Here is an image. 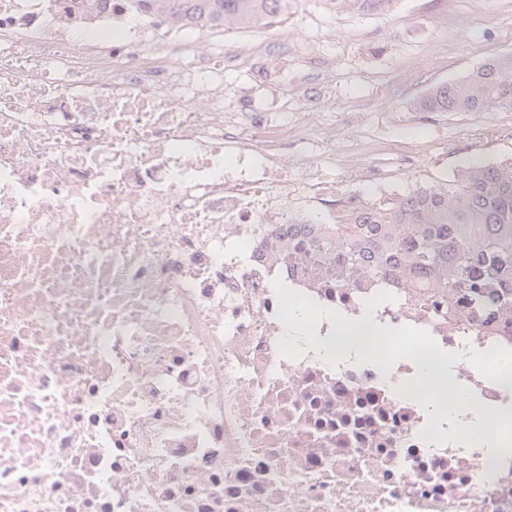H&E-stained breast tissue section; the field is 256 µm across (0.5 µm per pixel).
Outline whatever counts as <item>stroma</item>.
<instances>
[{
    "label": "stroma",
    "mask_w": 512,
    "mask_h": 512,
    "mask_svg": "<svg viewBox=\"0 0 512 512\" xmlns=\"http://www.w3.org/2000/svg\"><path fill=\"white\" fill-rule=\"evenodd\" d=\"M289 44L309 57H282L290 81L277 85L263 61L225 71L228 107L261 102L277 90L298 159L297 194L317 176H336L346 205L386 202L418 186L453 179L472 163L512 159V111L421 112L433 87L487 60L512 54V0H398L389 13L334 11L328 0H295ZM319 214L320 222H328Z\"/></svg>",
    "instance_id": "stroma-1"
}]
</instances>
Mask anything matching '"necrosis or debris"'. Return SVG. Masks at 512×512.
Here are the masks:
<instances>
[{
    "label": "necrosis or debris",
    "instance_id": "1",
    "mask_svg": "<svg viewBox=\"0 0 512 512\" xmlns=\"http://www.w3.org/2000/svg\"><path fill=\"white\" fill-rule=\"evenodd\" d=\"M224 93L223 37L163 12L0 0V512H512V448L424 442L410 360L282 356L276 287L352 319L389 292L374 323L454 353L512 319L275 260L288 141Z\"/></svg>",
    "mask_w": 512,
    "mask_h": 512
}]
</instances>
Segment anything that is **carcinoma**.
I'll list each match as a JSON object with an SVG mask.
<instances>
[{
	"instance_id": "1",
	"label": "carcinoma",
	"mask_w": 512,
	"mask_h": 512,
	"mask_svg": "<svg viewBox=\"0 0 512 512\" xmlns=\"http://www.w3.org/2000/svg\"><path fill=\"white\" fill-rule=\"evenodd\" d=\"M175 23L200 30L241 28L288 14L290 0H149ZM335 10L387 13L398 0H327ZM421 112L512 110V55L433 87ZM314 247L278 244L288 262L309 261L342 282L389 277L404 288L421 277L441 294L444 314L468 295L481 314L512 318V163L476 164L454 179L417 187L387 203L363 205L349 224L312 225Z\"/></svg>"
}]
</instances>
